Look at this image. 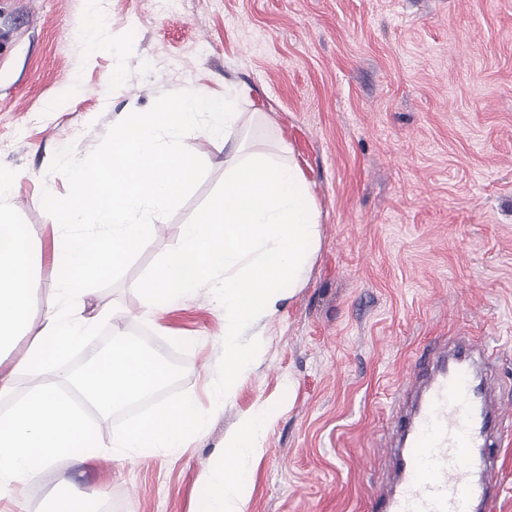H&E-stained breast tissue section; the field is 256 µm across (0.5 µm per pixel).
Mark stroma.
I'll return each mask as SVG.
<instances>
[{
  "instance_id": "1",
  "label": "stroma",
  "mask_w": 512,
  "mask_h": 512,
  "mask_svg": "<svg viewBox=\"0 0 512 512\" xmlns=\"http://www.w3.org/2000/svg\"><path fill=\"white\" fill-rule=\"evenodd\" d=\"M228 84L245 90L246 146L289 144L311 185L309 282L263 322L262 356L194 448L122 463L106 449L80 475L59 460L27 484V512L72 489L122 512H205L202 467L261 405L280 412L248 473L251 512H366L407 369L451 336L494 347L512 412V0H0V170L19 174L15 220L41 248L34 317L55 279L44 201L70 196L66 170L104 153L130 107ZM184 147L208 168L97 298L140 347H164L153 404L191 393L206 408L224 363L210 285L155 319L139 289L224 183L209 137Z\"/></svg>"
}]
</instances>
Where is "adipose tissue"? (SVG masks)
I'll return each instance as SVG.
<instances>
[{
	"label": "adipose tissue",
	"instance_id": "adipose-tissue-1",
	"mask_svg": "<svg viewBox=\"0 0 512 512\" xmlns=\"http://www.w3.org/2000/svg\"><path fill=\"white\" fill-rule=\"evenodd\" d=\"M240 95L189 89L151 112H128L109 149L89 166L69 171V198L45 206L57 223L86 225V234L55 239L54 296L40 324L31 322L36 250L9 205L14 177L0 172V398L13 395L24 374L39 380L12 409L0 414V496L19 494L31 479L62 458L89 465L102 446L71 398L80 396L99 416L161 390L170 371L159 353L122 342L125 315L101 304L86 315L93 287L123 269L153 236L155 220L209 164L185 152L186 136L202 132L224 149V185L190 223L179 245L141 283L147 312L157 316L215 283L213 301L224 319L223 384L210 411L186 396L147 415L128 418L113 436L112 457L132 450L176 452L200 439L211 416L222 413L263 348L259 323L275 316L290 293L305 288L320 247V212L299 166L262 151H247L239 134ZM111 323L117 341L94 357L83 374L69 372L64 356L85 345L96 322ZM30 344L19 360V338ZM275 414L262 406L241 416L224 437L219 468L204 469L209 512H248L252 488L245 472L263 448Z\"/></svg>",
	"mask_w": 512,
	"mask_h": 512
}]
</instances>
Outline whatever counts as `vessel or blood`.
Here are the masks:
<instances>
[{
	"instance_id": "b4317fda",
	"label": "vessel or blood",
	"mask_w": 512,
	"mask_h": 512,
	"mask_svg": "<svg viewBox=\"0 0 512 512\" xmlns=\"http://www.w3.org/2000/svg\"><path fill=\"white\" fill-rule=\"evenodd\" d=\"M487 343L470 336L432 348L407 384L414 398L391 421L393 483L369 512H493L500 449L512 437L492 398L476 381Z\"/></svg>"
}]
</instances>
